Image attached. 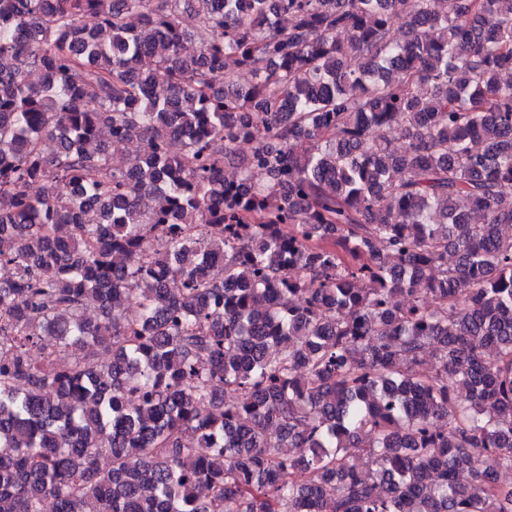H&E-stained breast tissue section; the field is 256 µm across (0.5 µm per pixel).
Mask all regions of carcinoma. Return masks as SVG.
I'll list each match as a JSON object with an SVG mask.
<instances>
[{"mask_svg": "<svg viewBox=\"0 0 512 512\" xmlns=\"http://www.w3.org/2000/svg\"><path fill=\"white\" fill-rule=\"evenodd\" d=\"M504 74L512 0H0V512H512Z\"/></svg>", "mask_w": 512, "mask_h": 512, "instance_id": "cac0c4a2", "label": "carcinoma"}]
</instances>
